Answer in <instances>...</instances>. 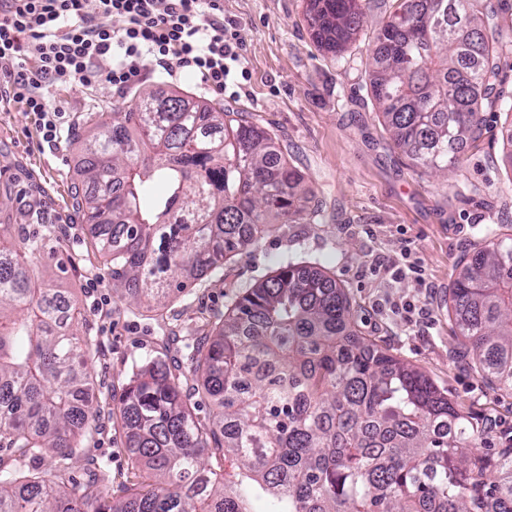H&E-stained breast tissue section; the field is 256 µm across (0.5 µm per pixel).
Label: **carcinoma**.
I'll return each mask as SVG.
<instances>
[{
    "label": "carcinoma",
    "mask_w": 512,
    "mask_h": 512,
    "mask_svg": "<svg viewBox=\"0 0 512 512\" xmlns=\"http://www.w3.org/2000/svg\"><path fill=\"white\" fill-rule=\"evenodd\" d=\"M359 0H309L319 46L344 52ZM500 46L483 0H399L379 27L371 89L394 146L427 173L455 170L480 131ZM75 208L130 311L163 317L170 293L200 281L304 211L301 177L243 116L173 92H141L74 136ZM43 235L0 223V512H512V441L494 459L484 430L417 366L356 326L328 274L303 258L246 292L186 362L168 349L112 391L133 467L155 481L114 504L112 474L83 450L98 418L80 334L85 315L33 259ZM448 288L453 356L512 395V242L460 260ZM190 372L201 383L183 388ZM208 399L212 418L195 412ZM50 460L55 480L39 463ZM82 462L86 479L68 474Z\"/></svg>",
    "instance_id": "carcinoma-1"
}]
</instances>
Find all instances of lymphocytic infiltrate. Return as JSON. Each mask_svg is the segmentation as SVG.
Here are the masks:
<instances>
[{
	"mask_svg": "<svg viewBox=\"0 0 512 512\" xmlns=\"http://www.w3.org/2000/svg\"><path fill=\"white\" fill-rule=\"evenodd\" d=\"M121 27H112V18ZM242 41L220 0H0V84L5 101L35 112L44 137L62 117L49 89L108 81L123 94L153 58L166 73L187 69L223 91ZM111 58L109 71L100 60Z\"/></svg>",
	"mask_w": 512,
	"mask_h": 512,
	"instance_id": "f902f5d3",
	"label": "lymphocytic infiltrate"
}]
</instances>
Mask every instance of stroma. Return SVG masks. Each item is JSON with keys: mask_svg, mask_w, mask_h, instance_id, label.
<instances>
[{"mask_svg": "<svg viewBox=\"0 0 512 512\" xmlns=\"http://www.w3.org/2000/svg\"><path fill=\"white\" fill-rule=\"evenodd\" d=\"M485 2L488 26L502 47V81L481 102V136L459 150L458 167L445 180L423 173L392 146L371 95L374 38L397 0H362L368 21L339 55L318 46L308 0H222L225 20L243 39L240 65L247 78L234 94L214 91L194 73L172 78L158 68L144 70L137 90L178 91L244 113L272 134L308 191L299 219L175 294L158 320L127 311L113 295L92 247L94 227L75 220L70 197L74 134L97 113L128 105L129 96L105 82L54 90L52 101L63 113L54 145L45 142L23 104L0 107V193L10 192L11 210L27 212L28 223L48 237L36 263L62 277L84 310V332L97 343L89 368L100 418L88 448L118 477L109 490L112 499H123L122 479L131 469L125 438L112 421L113 389L162 344L170 346L169 362H182L204 319L283 262L303 256L345 288L364 336L423 369L449 399L492 427L478 448L496 457L502 437L512 434V395H497L450 358L455 327L445 306L459 258L492 247L489 228L512 234V168L503 161L502 141V102L512 99V10L500 0ZM412 262L421 267L423 281L408 272ZM408 303L423 309V316L408 317Z\"/></svg>", "mask_w": 512, "mask_h": 512, "instance_id": "obj_1", "label": "stroma"}]
</instances>
